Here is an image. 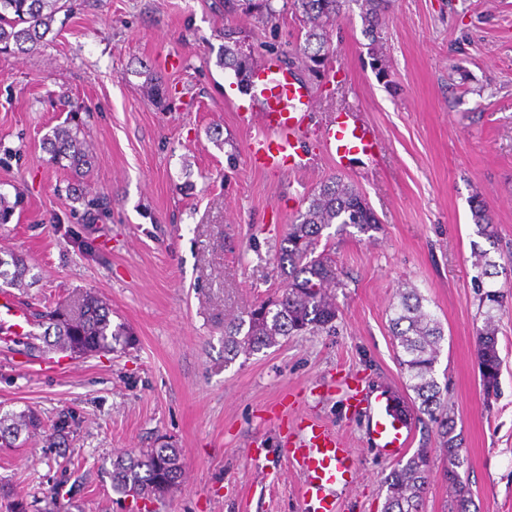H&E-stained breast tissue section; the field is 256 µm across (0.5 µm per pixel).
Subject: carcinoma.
I'll use <instances>...</instances> for the list:
<instances>
[{
    "label": "carcinoma",
    "instance_id": "cac0c4a2",
    "mask_svg": "<svg viewBox=\"0 0 512 512\" xmlns=\"http://www.w3.org/2000/svg\"><path fill=\"white\" fill-rule=\"evenodd\" d=\"M228 11L239 6L257 10L262 20L276 17L271 0H226ZM392 0H290L291 10L298 15L303 41L290 49L308 74L319 77L333 55L329 25L353 10H359L364 32L371 39L370 56L376 75H388L386 55L381 43L386 13ZM68 7V0H0V52L25 51L46 43L55 15ZM218 65L234 71L238 82L249 83L252 58L244 55L236 44H225ZM79 126H57L42 139L43 148L52 161L78 175L91 164L85 139ZM470 213L475 234L485 240L471 243L473 288L478 298L482 326L476 330L477 368L486 397L500 393L502 359L498 350L497 313L503 306V294L495 289L492 278L497 264L492 250L498 241L488 203L480 191L470 197ZM338 225L342 231L353 226L361 233L380 230V220L365 194L339 176H331L307 198V206L298 211L282 239L277 266L284 277L280 296L224 321V362L240 354L252 355L277 345L280 339L301 333H315L335 327L339 308L336 289L344 286L336 260L329 252L316 253L324 230ZM30 268L19 254L0 253V284L20 286ZM426 298L417 288L398 291L391 304L389 327L399 365L409 380L407 388L415 398L412 408L438 422L442 450L448 460L445 480L452 493V512H469L471 490L458 472L465 464L461 442L454 435V418L441 411L442 391L435 378V365L443 328ZM48 326L42 342L70 357L85 358L111 352L115 344L131 343V333L121 323L112 325V307L105 298L92 291L79 293L43 314ZM55 340H47L49 336ZM76 411L65 408L58 412L50 427L31 411L0 415V441H16L21 435L31 439L42 434L62 438L77 424ZM431 449L421 448L398 465L386 481L384 512H420L430 473ZM112 490L125 496L153 500L163 497L182 474L179 450L163 444L138 452L121 453L112 459L106 471Z\"/></svg>",
    "mask_w": 512,
    "mask_h": 512
}]
</instances>
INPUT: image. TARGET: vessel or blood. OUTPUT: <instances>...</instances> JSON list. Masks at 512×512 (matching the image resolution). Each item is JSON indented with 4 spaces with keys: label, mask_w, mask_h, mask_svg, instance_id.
Returning a JSON list of instances; mask_svg holds the SVG:
<instances>
[{
    "label": "vessel or blood",
    "mask_w": 512,
    "mask_h": 512,
    "mask_svg": "<svg viewBox=\"0 0 512 512\" xmlns=\"http://www.w3.org/2000/svg\"><path fill=\"white\" fill-rule=\"evenodd\" d=\"M249 89L259 106L257 121L261 135L248 145L250 165L258 170L304 172L312 159L299 148L307 131L323 142L336 167H347L355 159L373 158L379 134L362 112L345 110L310 126L312 94L276 60L268 59L253 69ZM397 391L389 386L363 387L353 396L355 413L368 420V440L385 455L399 457L411 448V419L395 411ZM289 460L300 472L303 512H336L338 495L357 478V459L341 437L312 417H304L298 430L285 435Z\"/></svg>",
    "instance_id": "obj_1"
}]
</instances>
